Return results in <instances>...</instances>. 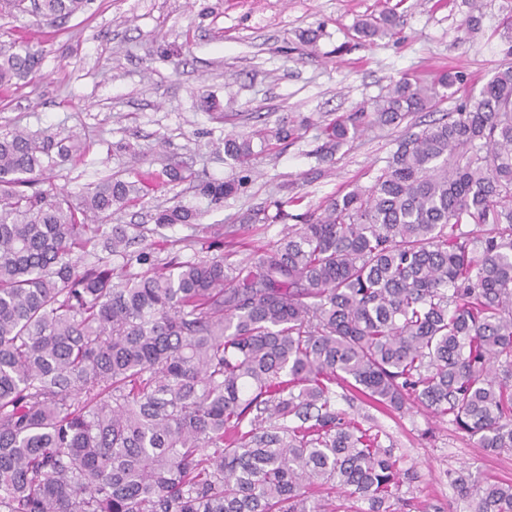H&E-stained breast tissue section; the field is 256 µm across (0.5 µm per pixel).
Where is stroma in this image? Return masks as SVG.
<instances>
[{
    "label": "stroma",
    "mask_w": 512,
    "mask_h": 512,
    "mask_svg": "<svg viewBox=\"0 0 512 512\" xmlns=\"http://www.w3.org/2000/svg\"><path fill=\"white\" fill-rule=\"evenodd\" d=\"M484 3L474 32L466 26V0H94L87 14L54 27L2 13L0 36L42 48L43 62L32 81L0 90V131L19 125L78 135L83 154L45 174L74 200L115 173L160 179L157 190L115 215L118 224L153 227L156 207L175 200L200 208L203 223L220 226L239 224L247 210L270 199L295 195L303 207H315L346 185L369 184L401 133L369 128L334 164L322 166L314 154L322 124L372 102L393 81L428 80L444 70L467 77L437 108L454 112L512 61V39L502 25L512 0ZM386 8L400 18L397 34L361 41L355 23ZM307 30L318 33L314 45L300 41ZM207 98L217 111L203 109ZM299 115L311 121L301 138L257 151L245 170L225 161V134L272 128ZM175 163L204 179L245 175L248 187L212 206L190 182H162ZM283 229L265 225L244 248L232 237L206 248L193 241L192 228L174 224L160 231L170 242L161 256L187 260L207 251L240 260ZM336 406L386 432L417 472L413 512H448L456 499L451 470L512 482V455L478 447L418 404L393 413L340 396Z\"/></svg>",
    "instance_id": "1"
}]
</instances>
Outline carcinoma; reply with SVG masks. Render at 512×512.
<instances>
[{
  "mask_svg": "<svg viewBox=\"0 0 512 512\" xmlns=\"http://www.w3.org/2000/svg\"><path fill=\"white\" fill-rule=\"evenodd\" d=\"M92 3L0 10L54 25ZM397 27L384 10L356 31L374 42ZM42 60L0 40V87L36 78ZM463 80L391 83L324 124L319 161L367 127L435 110L438 88ZM309 124L227 134L224 157L246 168L254 139L286 144ZM82 151L73 135L0 133V512H338V489L354 512H405L416 473L387 434L336 408L338 387L390 411L416 400L512 454V66L453 115L406 127L369 185L317 209L274 200L231 231L180 203L156 209V227L213 239L286 225L235 263L132 249L144 228L106 220L148 194L141 178L116 174L77 204L32 188ZM246 184L196 188L219 205ZM452 484L453 512H512V482L462 469Z\"/></svg>",
  "mask_w": 512,
  "mask_h": 512,
  "instance_id": "cac0c4a2",
  "label": "carcinoma"
}]
</instances>
